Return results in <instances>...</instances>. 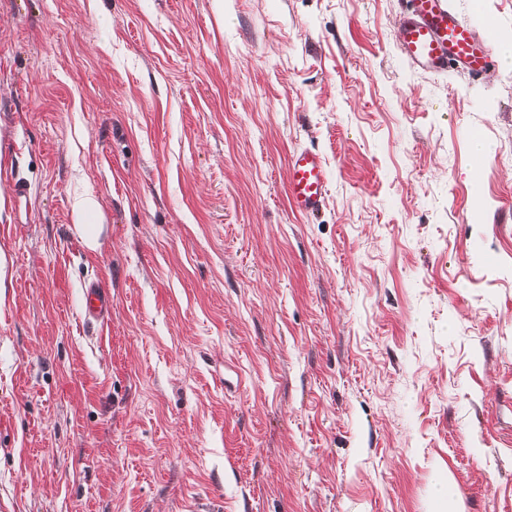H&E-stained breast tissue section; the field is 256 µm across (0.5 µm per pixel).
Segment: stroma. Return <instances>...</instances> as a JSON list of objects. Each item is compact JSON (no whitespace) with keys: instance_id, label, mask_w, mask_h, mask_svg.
<instances>
[{"instance_id":"35a3bbf8","label":"stroma","mask_w":512,"mask_h":512,"mask_svg":"<svg viewBox=\"0 0 512 512\" xmlns=\"http://www.w3.org/2000/svg\"><path fill=\"white\" fill-rule=\"evenodd\" d=\"M402 7L0 0V512H512V67L411 69ZM329 170L324 156L311 148L295 150L288 162V199L293 209L318 216L329 193ZM75 215V231L82 236L91 249L99 246V220L98 202L92 196H85L75 201L73 205ZM84 316L87 321L104 329L112 313V301L104 289L90 284L83 292Z\"/></svg>"}]
</instances>
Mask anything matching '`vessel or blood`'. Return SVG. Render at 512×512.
<instances>
[{
  "label": "vessel or blood",
  "instance_id": "b4317fda",
  "mask_svg": "<svg viewBox=\"0 0 512 512\" xmlns=\"http://www.w3.org/2000/svg\"><path fill=\"white\" fill-rule=\"evenodd\" d=\"M403 60L413 69L442 73L453 68L472 78L493 69L497 57L490 39L478 35L449 0H409L408 9L392 32ZM329 170L324 156L311 148L295 150L288 162V199L303 215L318 216L329 193ZM84 316L106 327L112 301L104 289L86 287Z\"/></svg>",
  "mask_w": 512,
  "mask_h": 512
}]
</instances>
